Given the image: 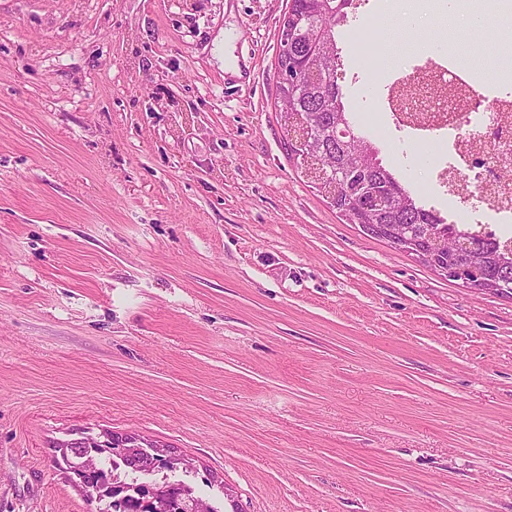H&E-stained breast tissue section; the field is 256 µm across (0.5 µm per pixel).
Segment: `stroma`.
<instances>
[{
  "instance_id": "1",
  "label": "stroma",
  "mask_w": 512,
  "mask_h": 512,
  "mask_svg": "<svg viewBox=\"0 0 512 512\" xmlns=\"http://www.w3.org/2000/svg\"><path fill=\"white\" fill-rule=\"evenodd\" d=\"M287 9L0 0V512H98L56 446L104 430L174 448L224 512H512V295L344 223L295 169ZM361 11L349 108L389 111L449 41L512 97L479 62L512 18Z\"/></svg>"
}]
</instances>
